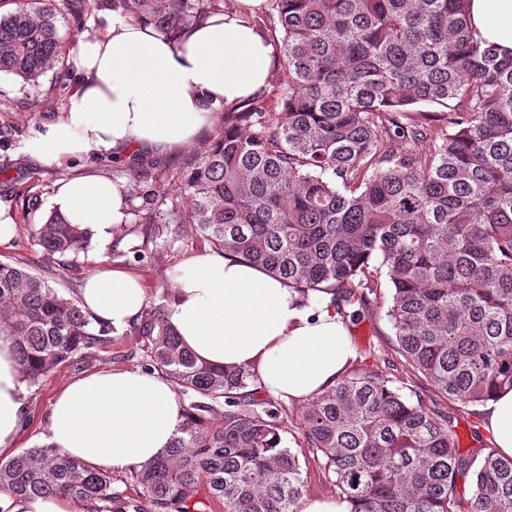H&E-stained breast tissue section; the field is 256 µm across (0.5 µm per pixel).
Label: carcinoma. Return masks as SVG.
Masks as SVG:
<instances>
[{
    "instance_id": "obj_1",
    "label": "carcinoma",
    "mask_w": 512,
    "mask_h": 512,
    "mask_svg": "<svg viewBox=\"0 0 512 512\" xmlns=\"http://www.w3.org/2000/svg\"><path fill=\"white\" fill-rule=\"evenodd\" d=\"M168 33L227 0H66ZM471 0H271L254 23L279 45L283 76L221 109L222 123L181 166L128 168L125 235L169 250L191 225L200 245L261 266L304 302L371 311L382 281L394 350L425 388L463 410L512 390V53L474 36ZM63 54L56 13L27 0L0 16V73L35 86ZM439 105L440 113L416 109ZM32 245L78 274L91 233L53 211ZM172 289L131 330L151 365L193 392L161 458L131 478L150 509L49 444L0 463V491L64 494L89 512H299L301 460H324L351 512H512V457L463 454L450 417L356 367L309 401L303 446L283 445L276 403L253 368L199 362L166 325ZM114 329L76 293L0 263V336L26 383L92 354ZM470 477L465 498L458 479Z\"/></svg>"
}]
</instances>
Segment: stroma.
<instances>
[{
	"label": "stroma",
	"mask_w": 512,
	"mask_h": 512,
	"mask_svg": "<svg viewBox=\"0 0 512 512\" xmlns=\"http://www.w3.org/2000/svg\"><path fill=\"white\" fill-rule=\"evenodd\" d=\"M77 71L71 55L62 60L45 76L38 87L22 86L13 76L0 75V128L7 130L10 141L0 146V208L10 211L18 226L16 237L0 245V262H24L41 274L51 277L65 293L81 290L83 280L63 274L57 266L32 246L30 232L51 212L50 200L60 180L76 178L90 172L124 174L123 164L107 157L88 153L81 160L65 166L34 161L24 151V144L44 125L59 119L67 102L77 88ZM37 199L38 210L27 208L28 199ZM119 255L113 256L115 266L133 268L149 288V302H156L163 286L169 285L176 268L185 260L202 255L203 250L190 229H183L182 239L171 252L156 250L153 244L143 247L144 258L137 261L127 256V243H120ZM391 303V290L382 287L378 306L372 315L349 322V336L361 367L377 372L402 391L417 389L419 382L402 365V359L392 349L393 331L386 316ZM148 358L141 341L128 330L112 333L110 340L99 345L92 356L65 366L48 377L41 385L27 390L26 425L17 444L18 449L45 444L50 425V402L54 393L69 380L96 370L145 369ZM453 429L461 451L489 444L484 430V405L471 407L469 412L458 411L448 404Z\"/></svg>",
	"instance_id": "1"
}]
</instances>
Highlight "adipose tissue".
Returning <instances> with one entry per match:
<instances>
[{"label":"adipose tissue","mask_w":512,"mask_h":512,"mask_svg":"<svg viewBox=\"0 0 512 512\" xmlns=\"http://www.w3.org/2000/svg\"><path fill=\"white\" fill-rule=\"evenodd\" d=\"M227 12L175 35L113 14L103 36L82 33L74 50L79 86L63 116L29 139L32 159L59 166L94 151L118 160L132 151L177 152L209 125L214 110L264 89L274 46L249 24L266 0H237ZM477 36L512 50V0H471ZM126 179L87 174L60 182L51 198L101 249L122 228ZM165 319L183 343L215 366L255 368L266 392L309 400L333 388L354 349L326 304L305 305L262 267L224 252L188 259L173 275ZM84 307L120 330L141 315L148 290L137 273L99 264L81 293ZM27 389L13 341L0 336V457L15 448ZM184 422L174 385L155 372L97 370L52 400L48 442L87 468L124 472L162 456ZM487 429L512 456V390L489 402ZM0 512H87L78 499L0 493Z\"/></svg>","instance_id":"ef3b65f1"}]
</instances>
